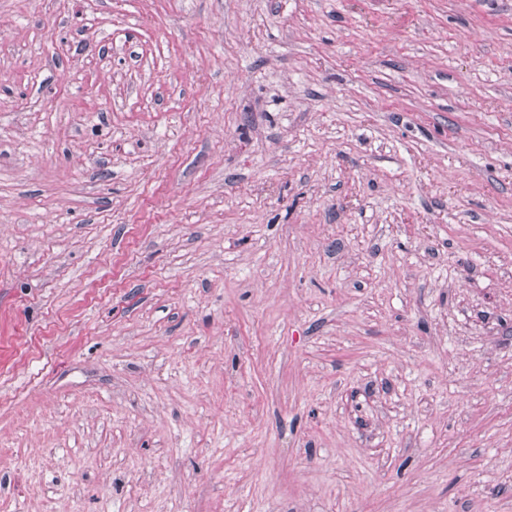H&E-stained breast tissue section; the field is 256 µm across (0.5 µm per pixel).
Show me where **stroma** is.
<instances>
[{
    "mask_svg": "<svg viewBox=\"0 0 512 512\" xmlns=\"http://www.w3.org/2000/svg\"><path fill=\"white\" fill-rule=\"evenodd\" d=\"M0 512H512V0H0Z\"/></svg>",
    "mask_w": 512,
    "mask_h": 512,
    "instance_id": "1",
    "label": "stroma"
}]
</instances>
